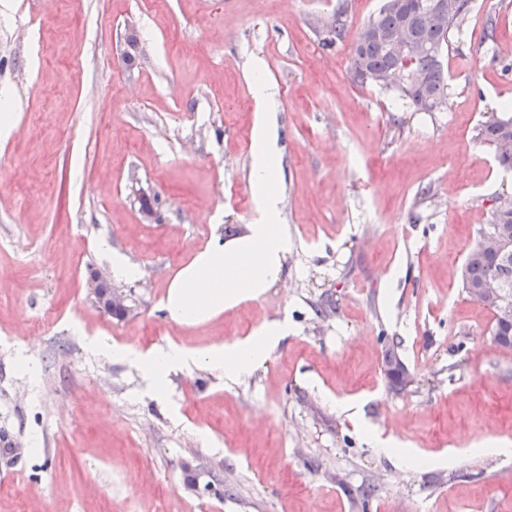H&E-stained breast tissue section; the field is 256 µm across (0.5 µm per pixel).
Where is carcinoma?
Masks as SVG:
<instances>
[{"mask_svg":"<svg viewBox=\"0 0 512 512\" xmlns=\"http://www.w3.org/2000/svg\"><path fill=\"white\" fill-rule=\"evenodd\" d=\"M447 2L448 8L433 10L428 8L429 0H384L378 15L368 21L375 35L357 48L351 58V70L380 73L397 67L398 60L388 49L386 38L403 27L420 51L412 57L410 68L389 88L419 111L433 112L441 107L447 92L442 56L450 46L451 35L460 31L471 9V0ZM344 31V11L339 10L328 28L329 38L325 39V44H335ZM414 72L427 78L425 85L414 82ZM505 135H512V108L509 106L485 116L477 127L476 138L496 149L498 139ZM490 277L497 278L512 291V256L499 258L477 244L463 264L462 288L466 291L477 288ZM491 335L500 347L512 348V322L495 320Z\"/></svg>","mask_w":512,"mask_h":512,"instance_id":"obj_1","label":"carcinoma"}]
</instances>
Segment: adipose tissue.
I'll use <instances>...</instances> for the list:
<instances>
[{
  "label": "adipose tissue",
  "mask_w": 512,
  "mask_h": 512,
  "mask_svg": "<svg viewBox=\"0 0 512 512\" xmlns=\"http://www.w3.org/2000/svg\"><path fill=\"white\" fill-rule=\"evenodd\" d=\"M257 118L253 142L252 187L258 219L246 234L230 244L214 242L199 250L173 278L162 303L169 319L177 324L200 325L242 301L262 296L282 276L288 236L279 222L281 198L277 190L279 152L267 114L274 95L260 87L256 95ZM288 328L270 322L233 345L197 350L173 344L141 352L116 350V357L134 361L147 379L156 399H164L171 373L206 366L228 377L250 374L286 336Z\"/></svg>",
  "instance_id": "ef3b65f1"
}]
</instances>
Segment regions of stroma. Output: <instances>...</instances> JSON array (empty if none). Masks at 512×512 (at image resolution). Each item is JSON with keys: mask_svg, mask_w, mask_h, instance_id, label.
Wrapping results in <instances>:
<instances>
[{"mask_svg": "<svg viewBox=\"0 0 512 512\" xmlns=\"http://www.w3.org/2000/svg\"><path fill=\"white\" fill-rule=\"evenodd\" d=\"M0 0V512H512V350L461 266L512 195L485 113L512 104V0H471L414 111L353 82L383 0ZM346 32L323 39L338 9ZM275 93L283 276L195 327L177 271L254 217L258 82ZM110 244L125 318L91 271ZM290 332L249 375L173 373L156 400L111 349ZM98 339L104 350L88 347ZM414 376L395 392L388 344ZM428 456L405 465L374 438Z\"/></svg>", "mask_w": 512, "mask_h": 512, "instance_id": "obj_1", "label": "stroma"}]
</instances>
